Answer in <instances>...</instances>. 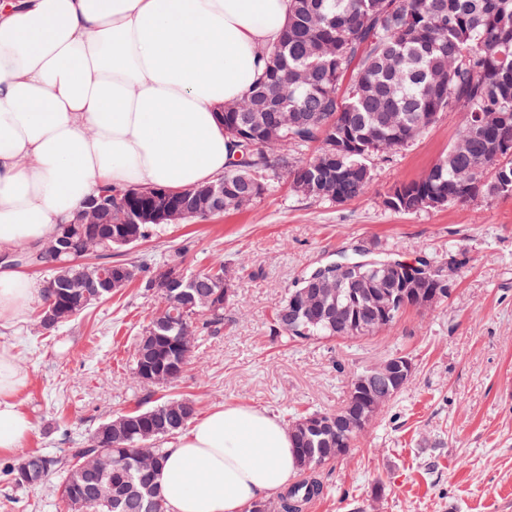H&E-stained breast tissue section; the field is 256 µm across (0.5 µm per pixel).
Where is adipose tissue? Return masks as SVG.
Instances as JSON below:
<instances>
[{"label":"adipose tissue","instance_id":"obj_1","mask_svg":"<svg viewBox=\"0 0 512 512\" xmlns=\"http://www.w3.org/2000/svg\"><path fill=\"white\" fill-rule=\"evenodd\" d=\"M289 0H0V252L39 245L106 188L181 191L236 153L219 113L261 75ZM40 287L0 268V326ZM0 346V450L33 430ZM297 472L276 417L227 403L168 449L167 512H246Z\"/></svg>","mask_w":512,"mask_h":512}]
</instances>
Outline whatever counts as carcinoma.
I'll list each match as a JSON object with an SVG mask.
<instances>
[{"label":"carcinoma","instance_id":"obj_1","mask_svg":"<svg viewBox=\"0 0 512 512\" xmlns=\"http://www.w3.org/2000/svg\"><path fill=\"white\" fill-rule=\"evenodd\" d=\"M306 113L311 124L299 128L294 116ZM460 116L458 138L468 146L448 148L423 176L397 184L387 195V208L417 212L425 198L437 195L457 204L478 197L512 194V153H499L497 142L512 143V0H290L288 25L269 53L263 76L249 94L224 108V132L235 141L236 159L224 171V211L238 210L260 198L269 177L288 175L294 192L334 202L336 195L320 181L306 183L310 172L328 162L343 201L364 194L372 185L369 159L408 144L441 114ZM316 147L303 161L300 151ZM108 207L99 223L83 224L85 237L95 236L102 260L86 264L64 227L37 252L20 250L24 263L47 269L42 305L59 310L58 318L39 326L51 331L72 320L68 309L84 313L121 292L111 288L113 251L128 250L149 234L154 224H139L138 238L124 239L122 220L135 210L153 208L149 197L129 198L124 189H108ZM344 264L340 291L347 297L356 279L371 266L356 259ZM131 281H141L160 295L162 307L141 329L134 344L133 370L140 375L139 346L152 336L170 357L182 355L186 337L218 332L224 325V306L210 307L209 293L224 288L230 276L224 260L187 274L179 257L162 268L182 275L179 282L159 280L156 273L126 263ZM333 279L336 264H321L288 289L273 313V327L294 341L354 340L368 336L336 315L314 316L293 305L295 294L314 278ZM197 414L196 402L175 397L125 414L131 426L107 441L92 431L80 448L62 456L36 455L21 464L0 463V476L20 486L56 479L67 512H166L145 493L156 485L166 449ZM141 442L152 444L148 462L126 455ZM296 458L305 455L309 469L275 500L260 499L248 512H305L323 493V472L338 459L319 435L294 446Z\"/></svg>","mask_w":512,"mask_h":512}]
</instances>
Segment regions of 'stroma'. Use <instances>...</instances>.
Returning <instances> with one entry per match:
<instances>
[{
	"instance_id": "35a3bbf8",
	"label": "stroma",
	"mask_w": 512,
	"mask_h": 512,
	"mask_svg": "<svg viewBox=\"0 0 512 512\" xmlns=\"http://www.w3.org/2000/svg\"><path fill=\"white\" fill-rule=\"evenodd\" d=\"M458 118L440 116L407 146L372 156L374 181L342 204L291 190L287 175L247 208L153 228L124 259L153 269L175 252L191 272L213 256L235 271L224 327L195 338L187 371L163 387L132 373L134 340L159 304L132 284L47 333L31 303L26 322L0 331L25 380L15 397L34 429L0 462L55 454L84 442L106 418L188 396L206 416L226 403L288 421L335 411L352 375L392 355L413 359L410 381L324 473L307 512H512V195L398 213L384 196L423 175L456 140ZM365 257L426 259L452 283L448 299L407 309L356 342H293L272 314L313 265ZM0 512H66L57 483L0 480Z\"/></svg>"
}]
</instances>
